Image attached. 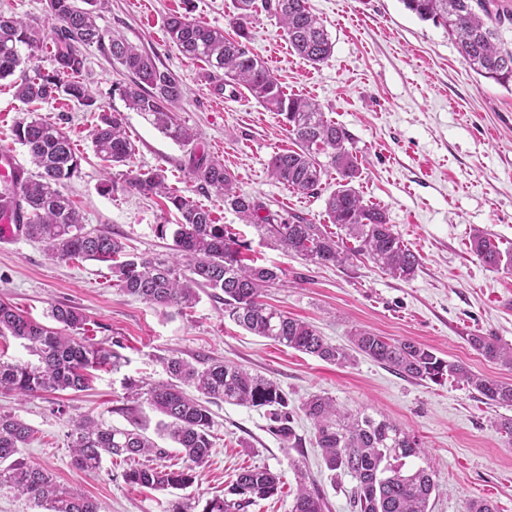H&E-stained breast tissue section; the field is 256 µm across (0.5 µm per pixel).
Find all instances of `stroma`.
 Returning a JSON list of instances; mask_svg holds the SVG:
<instances>
[{
  "label": "stroma",
  "mask_w": 512,
  "mask_h": 512,
  "mask_svg": "<svg viewBox=\"0 0 512 512\" xmlns=\"http://www.w3.org/2000/svg\"><path fill=\"white\" fill-rule=\"evenodd\" d=\"M307 2L334 44L324 63L315 66L298 56L278 19L261 9L250 19L249 49L286 92L313 99L326 119L350 133L360 172L355 186L366 204L385 210L394 231L417 254L420 267L412 280L396 279L365 259L338 266L305 261L271 246L222 199L199 190L190 161L202 154L223 161L241 191L285 218L326 223L325 200L336 188L332 168L317 195L273 179L272 156L295 147L282 115L265 110L241 88L213 93L203 78L206 63L185 58L170 43L169 14L185 13L226 31L232 0H104L99 10L103 30L120 32L180 77L185 94L175 114L193 130L194 140L175 142L150 117L126 108L115 88L127 76L91 47L84 51L81 79L94 92L97 108L65 96L26 105L15 98L9 80H0V150L30 168L25 147L13 137L15 123L30 113L59 123L81 158L79 174L64 191L88 228L111 232L138 254L169 253L171 238L156 233L163 199L134 189H101L107 173L90 133L99 109L120 113L136 147L130 169L163 168L169 186L211 210L217 223L231 225L248 243L249 259L281 270L267 303L312 324L335 345H347L351 330L364 328L512 381V369L485 360L468 342L478 334L512 346V274L485 266L471 250L480 229L501 251L512 252V88L476 74L444 28L417 18L402 0ZM0 300L41 323L51 305L74 306L87 318L86 339L120 354L119 367L95 370L84 392L26 399L0 393V412L17 415L34 430L22 458L106 512H167L174 500L192 505L223 494L247 466H266L280 476L278 494L248 512H290L302 479L321 492L326 512H356L355 480L327 468L313 424L301 410L314 394L383 415L422 440L424 461L438 483L429 512H467L471 502L485 499L497 512H512V443L493 426L503 410L455 380H410L358 354L342 367L327 363L237 326L206 289L194 308L166 314L113 286L106 263L61 261L25 237L0 241ZM174 352L190 361H230L276 381L294 411L297 448L284 447L269 432L264 410L216 402L210 406L214 447L191 487L130 485L124 473L131 461L108 456L97 471L74 468L67 434L72 419L85 415L118 428L142 427L163 450L164 464L182 465L180 448L157 430L160 414L146 399L129 400L124 387L129 379L166 380L161 359Z\"/></svg>",
  "instance_id": "obj_1"
}]
</instances>
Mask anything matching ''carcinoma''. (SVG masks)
<instances>
[{"label":"carcinoma","instance_id":"carcinoma-1","mask_svg":"<svg viewBox=\"0 0 512 512\" xmlns=\"http://www.w3.org/2000/svg\"><path fill=\"white\" fill-rule=\"evenodd\" d=\"M405 8L424 21L444 27L459 52L479 75L502 86H512V45L504 29L512 26V9L501 0H402ZM98 0H47L52 21L50 35L22 20L0 13V80L15 77L16 98L24 104L46 102L60 95L85 107L94 97L77 80L85 67L83 49L97 46L129 74L119 86L128 108L153 117L167 137L182 143L194 134L176 118L174 109L184 96L176 73L156 61V56L130 43L123 35L102 30L96 22ZM262 8L278 17L290 48L312 64L322 63L333 53V43L321 21L310 12L307 0H261ZM256 0H233L230 24L236 37L212 28L187 14H172L166 32L176 49L188 59L202 60L214 92L224 86L243 87L266 110L285 116L287 131L297 149L276 154L271 175L304 193L320 190L325 166L336 169V189L325 200L329 222L357 242L348 247L323 224L300 216L287 220L272 213L256 197L239 191L236 177L224 163L201 155L192 160L191 171L201 189L224 197V205L253 225L271 243L315 264L341 265L362 255L394 278L409 281L420 261L394 233L386 212L363 202L353 182L358 175L356 156L347 144L348 131L324 118L318 104L301 95L286 93L265 62L248 48L247 21L256 12ZM50 50L53 74L41 71L38 61ZM16 141L26 148L36 172L13 169L10 179L0 182V220L23 225L30 240L45 244L58 260L87 259L109 263L112 282L124 294L138 298L163 312L182 314L198 302L199 291L209 288L224 302V316L248 332L319 359L344 365L349 350L388 367L403 377L438 383L451 376L477 391L485 403L512 407V382L476 374L466 366L446 361L412 341L391 340L366 329L350 332V348L329 343L309 323L286 315L262 301L265 291L280 281L274 267L246 263L248 245L225 224H218L210 210L196 204L181 191L167 185L164 170H129L119 179H108L103 190L111 193L127 188L166 199L180 215L173 231L170 256H140L127 251L120 239L89 229L62 191L63 183L75 176L81 158L68 133L39 116H28L14 127ZM96 156L106 167L124 166L135 153L126 135L121 114L103 112L91 134ZM322 151L328 164L316 159ZM474 254L495 270L512 273V253H502L490 235L476 231ZM48 317L58 327L44 325L15 306L0 302V336L26 341L37 362L0 361V391L20 397L81 392L89 388V370L112 363L120 355L78 337L86 319L69 305H53ZM472 348L485 359L512 368V347L492 336L472 335ZM168 380L148 388L126 385L133 399L146 395L162 416L158 430L182 448L184 465H141L127 470V483L154 489H183L197 481L198 469L210 456L213 420L205 406L213 400L263 408L269 431L285 446L297 441L292 426L293 409L279 384L231 363L210 359L201 369L185 358L172 355L163 361ZM201 394L195 398L184 387ZM313 422L315 439L331 471H341L357 482L353 504L357 512H428L429 500L438 488L429 466H406L422 458L419 440L385 416L365 410L350 411L321 395L302 405ZM33 428L19 417L0 413V487L22 492L44 512H105L78 490L63 488L44 467L18 457L20 448L32 438ZM73 464L94 472L108 455L122 460L150 455L155 443L139 428L105 426L81 416L72 421L68 433ZM280 478L266 467H243L221 496L206 501L201 512H248L258 499L277 494ZM318 489L302 484L294 496L291 512H325Z\"/></svg>","mask_w":512,"mask_h":512}]
</instances>
